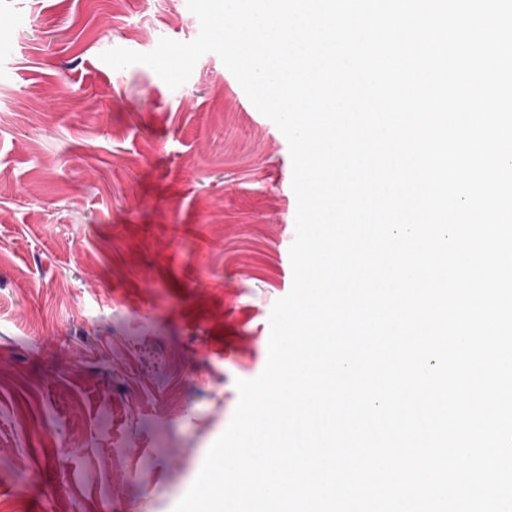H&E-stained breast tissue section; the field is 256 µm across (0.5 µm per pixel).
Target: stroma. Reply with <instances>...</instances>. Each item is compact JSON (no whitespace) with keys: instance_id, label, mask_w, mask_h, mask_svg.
Masks as SVG:
<instances>
[{"instance_id":"1","label":"stroma","mask_w":512,"mask_h":512,"mask_svg":"<svg viewBox=\"0 0 512 512\" xmlns=\"http://www.w3.org/2000/svg\"><path fill=\"white\" fill-rule=\"evenodd\" d=\"M186 0H0V512H173L291 289L286 138Z\"/></svg>"}]
</instances>
